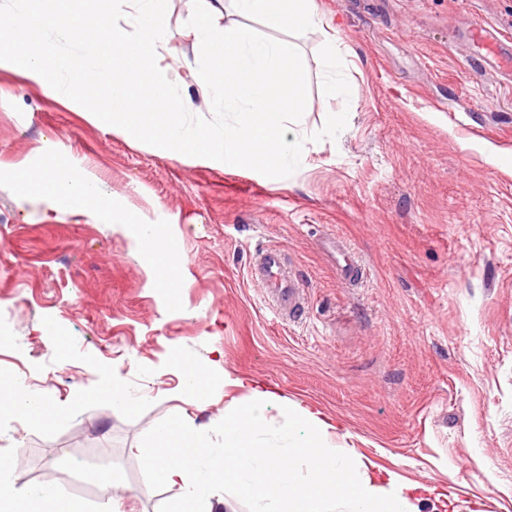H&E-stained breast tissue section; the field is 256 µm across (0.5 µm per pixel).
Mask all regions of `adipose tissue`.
Masks as SVG:
<instances>
[{"instance_id": "adipose-tissue-1", "label": "adipose tissue", "mask_w": 512, "mask_h": 512, "mask_svg": "<svg viewBox=\"0 0 512 512\" xmlns=\"http://www.w3.org/2000/svg\"><path fill=\"white\" fill-rule=\"evenodd\" d=\"M34 186L50 194L61 209L79 201L99 208L109 205L95 180L77 178L66 169L45 174ZM126 229L150 265L153 287L171 293L178 282L171 264L177 246L165 225L133 221ZM168 366L180 375L178 392L184 400L196 406L207 403L214 383L211 369L184 351L169 356ZM224 384L245 395L209 429L196 428L177 414L153 427L151 442L142 450L148 481L179 489L173 512H214L213 498L226 488L258 503L257 512H266L268 502L279 512H326L327 503L338 498L353 504L357 512H418L413 486L392 474L374 476L361 459L337 454L327 442L332 425L318 414L247 376L225 375ZM275 404L283 408L285 420L281 444L271 445L260 433L265 410ZM4 415L44 429L67 418L66 411L43 392L1 370L0 417ZM213 430L220 432L221 446H213ZM0 512L88 510L54 488L20 495L0 483Z\"/></svg>"}]
</instances>
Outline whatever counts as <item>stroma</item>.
Here are the masks:
<instances>
[{
  "instance_id": "obj_1",
  "label": "stroma",
  "mask_w": 512,
  "mask_h": 512,
  "mask_svg": "<svg viewBox=\"0 0 512 512\" xmlns=\"http://www.w3.org/2000/svg\"><path fill=\"white\" fill-rule=\"evenodd\" d=\"M327 34L294 41L308 101L292 135L306 144L286 178L132 141L0 67V167L66 168L97 180L110 211H67L0 180V370L70 410L42 430L0 418V481L50 484L88 508L112 468L121 512H167L177 491L147 484L139 448L155 422L188 412L205 427L242 398L203 406L176 394L173 350L330 419L336 447L420 489V512H512V81L471 43L473 19L512 42V0H316ZM193 0H168L175 39L157 63L195 115H212L186 37ZM338 39L354 88L336 139L318 51ZM137 214L166 225L181 286L153 288L126 234ZM351 246L361 284L339 282L324 239ZM282 249L300 310L279 314L247 271ZM51 321L58 334H42ZM117 373L144 394L126 413L96 394Z\"/></svg>"
}]
</instances>
